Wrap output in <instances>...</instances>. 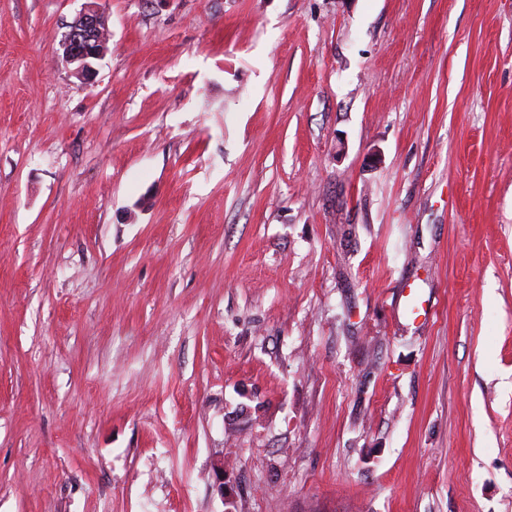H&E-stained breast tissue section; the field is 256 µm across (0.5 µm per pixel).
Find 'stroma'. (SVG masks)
<instances>
[{"label": "stroma", "instance_id": "stroma-1", "mask_svg": "<svg viewBox=\"0 0 512 512\" xmlns=\"http://www.w3.org/2000/svg\"><path fill=\"white\" fill-rule=\"evenodd\" d=\"M99 3L0 0V512H512V0ZM106 35V19L92 3H87L63 35L64 60L75 65L74 72L86 82L96 74L94 62L107 52Z\"/></svg>", "mask_w": 512, "mask_h": 512}]
</instances>
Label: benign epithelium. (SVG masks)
Masks as SVG:
<instances>
[{
  "label": "benign epithelium",
  "instance_id": "1",
  "mask_svg": "<svg viewBox=\"0 0 512 512\" xmlns=\"http://www.w3.org/2000/svg\"><path fill=\"white\" fill-rule=\"evenodd\" d=\"M62 45L65 62L75 66L74 72L82 80L92 81L94 62L107 52L106 19L95 5L87 4L68 25Z\"/></svg>",
  "mask_w": 512,
  "mask_h": 512
}]
</instances>
